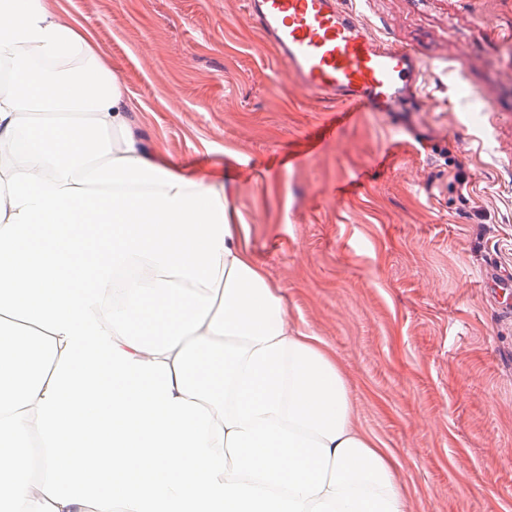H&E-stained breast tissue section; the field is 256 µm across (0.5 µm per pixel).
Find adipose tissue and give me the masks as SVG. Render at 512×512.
<instances>
[{
  "mask_svg": "<svg viewBox=\"0 0 512 512\" xmlns=\"http://www.w3.org/2000/svg\"><path fill=\"white\" fill-rule=\"evenodd\" d=\"M0 60V500L409 512L335 352L256 260L235 186L144 144L111 58L58 0H0ZM147 304L171 318L153 340L132 328ZM133 461L143 480L109 493Z\"/></svg>",
  "mask_w": 512,
  "mask_h": 512,
  "instance_id": "ef3b65f1",
  "label": "adipose tissue"
}]
</instances>
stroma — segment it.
Instances as JSON below:
<instances>
[{
	"label": "stroma",
	"mask_w": 512,
	"mask_h": 512,
	"mask_svg": "<svg viewBox=\"0 0 512 512\" xmlns=\"http://www.w3.org/2000/svg\"><path fill=\"white\" fill-rule=\"evenodd\" d=\"M61 2L110 56L141 137L238 182L256 259L335 351L414 512H512V318L485 280L512 271L503 19L486 0H354L421 60L426 107L359 112L329 137L335 103L295 90L244 0Z\"/></svg>",
	"instance_id": "1"
}]
</instances>
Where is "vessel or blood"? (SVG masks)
Returning a JSON list of instances; mask_svg holds the SVG:
<instances>
[{
  "mask_svg": "<svg viewBox=\"0 0 512 512\" xmlns=\"http://www.w3.org/2000/svg\"><path fill=\"white\" fill-rule=\"evenodd\" d=\"M245 15L272 46L279 64L308 95L340 104L326 123L335 134L349 110L395 112L416 91L419 62L375 37L346 0H245Z\"/></svg>",
  "mask_w": 512,
  "mask_h": 512,
  "instance_id": "b4317fda",
  "label": "vessel or blood"
}]
</instances>
